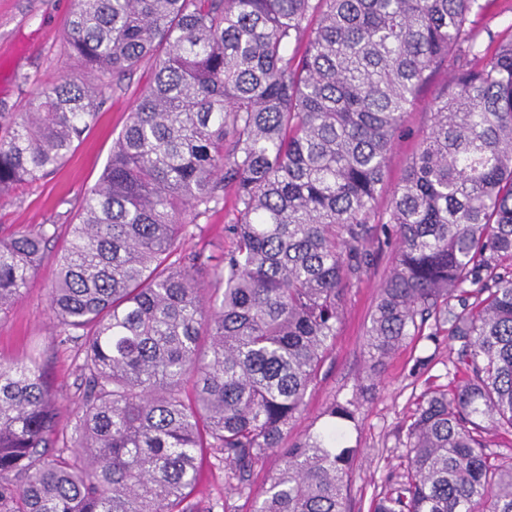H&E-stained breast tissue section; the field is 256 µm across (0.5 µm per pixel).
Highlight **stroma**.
<instances>
[{
    "mask_svg": "<svg viewBox=\"0 0 512 512\" xmlns=\"http://www.w3.org/2000/svg\"><path fill=\"white\" fill-rule=\"evenodd\" d=\"M70 12L71 0H0V112L22 110L24 97L18 89L22 74L37 85L62 76L111 83V75L87 72L61 51ZM152 77L151 62H143L121 88L112 91L98 122L63 167L0 198V229L33 228L53 211L65 210L68 200L92 186L108 160L113 139ZM448 79L447 68L431 73L409 108L388 159L376 201L378 213L388 210L421 136L432 124L434 102L445 93ZM235 214L234 198L225 194L223 210L202 219L203 236L186 240L184 250L202 248L218 255L230 249L232 240L224 227L233 223ZM396 249L394 237L375 233L371 262L348 285L336 339L308 394L307 406L284 435L285 444H293L322 425V414L333 401L355 400L358 427L345 437L346 445L355 449L348 488L352 512H369L374 499L393 487L406 466L407 428L418 403L426 393L446 388L455 379L451 367L460 343L451 335L449 324L433 318L422 324L418 335L408 337L377 372L368 368L366 327ZM56 275V257L47 255L31 288L8 313L0 314V364L36 358L61 403L58 442L64 445L70 440V423L79 413L80 345L61 343L50 319L48 292ZM282 465L278 453L263 454L241 486L228 477L213 453H206L188 504L193 512H254L270 477Z\"/></svg>",
    "mask_w": 512,
    "mask_h": 512,
    "instance_id": "obj_1",
    "label": "stroma"
}]
</instances>
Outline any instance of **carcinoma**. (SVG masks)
I'll return each instance as SVG.
<instances>
[{
  "label": "carcinoma",
  "instance_id": "obj_1",
  "mask_svg": "<svg viewBox=\"0 0 512 512\" xmlns=\"http://www.w3.org/2000/svg\"><path fill=\"white\" fill-rule=\"evenodd\" d=\"M481 0H73L63 45L121 85L153 79L98 179L33 230L0 237V314L66 233L49 289L63 341L84 340L71 455L35 361L0 364V512H188L199 461L243 485L277 451L255 512H348L355 401L284 448L336 337L348 281L369 263L388 157L430 73L434 104L382 225L395 263L370 314L378 369L451 315L465 377L430 393L407 465L372 512H512V460L477 437L512 431V36L477 42ZM0 113V197L58 169L107 88L60 77ZM235 198L220 256L186 252ZM208 271V283L199 271ZM486 297L456 314L468 287Z\"/></svg>",
  "mask_w": 512,
  "mask_h": 512
}]
</instances>
